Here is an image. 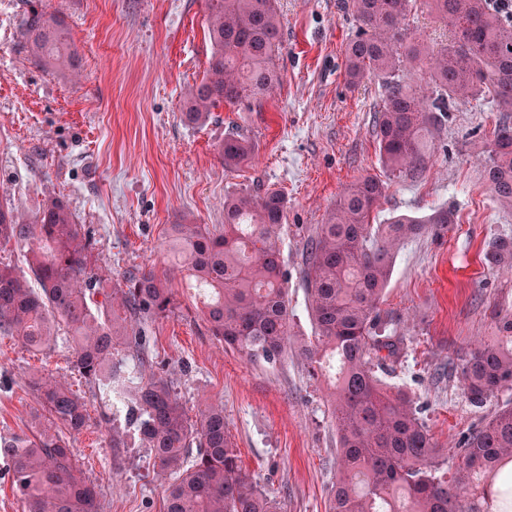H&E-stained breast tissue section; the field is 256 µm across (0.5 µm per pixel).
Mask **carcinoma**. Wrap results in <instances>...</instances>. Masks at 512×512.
Masks as SVG:
<instances>
[{
    "mask_svg": "<svg viewBox=\"0 0 512 512\" xmlns=\"http://www.w3.org/2000/svg\"><path fill=\"white\" fill-rule=\"evenodd\" d=\"M213 52L202 81L189 91L185 119L205 120L221 105L238 107L271 93L280 81L282 47L276 0H206ZM416 0H351L357 29L344 47L349 85L373 80L384 89L376 110L379 156L387 176L419 180L435 151L434 134L458 102L488 104L512 114V20L490 0H425L452 40L436 49L408 34ZM22 33L41 66H78L61 15L25 0ZM426 66V85L406 81ZM253 153L238 133L219 154L234 170ZM483 177L500 205L512 208V122L495 129ZM387 182L372 175L341 194L306 243L301 271L314 335L299 341L312 374L330 383L339 442L330 512H499L512 508V406L472 431L445 461L407 393L382 376L404 345L400 320L381 308L393 259L405 241L455 223L442 208L428 217L372 223ZM287 199L279 190L224 197V223L172 224L174 267L208 290L204 316L222 345L275 364L288 355L292 332L288 268L281 248ZM23 251L27 271L0 261V335L30 350L62 343L71 369L92 396L126 408L125 428H112V447L134 433L154 466L169 477L164 512H278L243 469L224 422V405L195 418L166 381L143 374V326L175 308L168 277L137 270L116 279L101 264L98 241L59 200L34 219L0 203V249ZM484 263L512 268V236L488 244ZM499 339L481 341L454 365L463 393L481 408L512 390V310L492 312ZM37 406L29 435L0 434V458L25 512H99L95 487L77 464L73 439L88 427V404L66 381H30Z\"/></svg>",
    "mask_w": 512,
    "mask_h": 512,
    "instance_id": "obj_1",
    "label": "carcinoma"
}]
</instances>
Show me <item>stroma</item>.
<instances>
[{"mask_svg":"<svg viewBox=\"0 0 512 512\" xmlns=\"http://www.w3.org/2000/svg\"><path fill=\"white\" fill-rule=\"evenodd\" d=\"M62 14L79 54L73 72L31 59L22 34V0H0V200L35 217L62 201L89 226L114 274L154 269L167 275L180 307L146 327V371L162 376L188 410L224 404V420L243 467L281 512H330L337 436L323 380L308 373L296 346L280 364L253 362L211 336L200 297L173 272L164 229L220 224L224 198L242 190H282L288 199L282 250L296 335L312 324L300 271L306 240L339 195L361 175L384 176L373 133L377 83L348 85L343 46L356 30L345 0H277L283 42L280 83L251 106L215 108L200 123L183 118L186 92L212 53L205 0H44ZM500 113L457 103L436 136L420 181L393 179L374 221L424 218L445 207L444 234L407 241L395 255L383 309L401 317L405 347L392 388L423 407L441 451L462 446L507 395L473 409L449 365L474 337L490 336V311L512 305V270L495 271L483 252L512 234V211L494 199L481 172ZM248 139L254 158L226 170V134ZM66 380L89 395L56 346L26 351L0 335V432L27 434L35 397L31 374ZM74 447L94 484L100 512H163L169 485L140 442L112 445V412L94 401Z\"/></svg>","mask_w":512,"mask_h":512,"instance_id":"1","label":"stroma"}]
</instances>
